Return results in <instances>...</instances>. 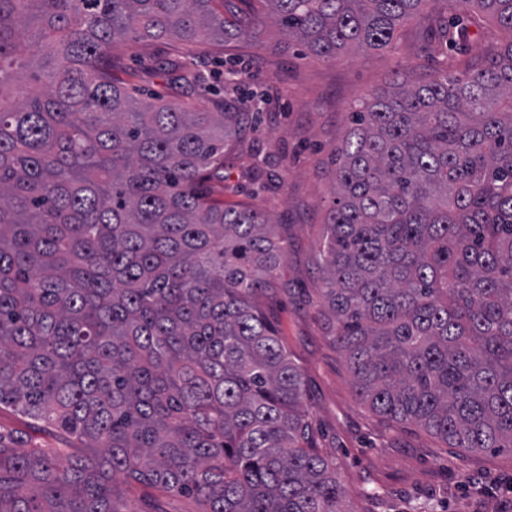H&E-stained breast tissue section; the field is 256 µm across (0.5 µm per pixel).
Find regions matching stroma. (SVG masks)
<instances>
[{"instance_id":"stroma-1","label":"stroma","mask_w":512,"mask_h":512,"mask_svg":"<svg viewBox=\"0 0 512 512\" xmlns=\"http://www.w3.org/2000/svg\"><path fill=\"white\" fill-rule=\"evenodd\" d=\"M276 27L262 42L205 40L185 48L203 75L241 58L242 82L206 99L181 95L156 61L158 46L124 42L118 83L175 99L196 112L238 103L253 94L240 138L224 148L225 203L265 212L288 242L277 286L260 299L262 310L304 376V402L314 440L330 459L352 512H512V498L477 494L473 480L512 479V454L473 453L448 445L412 424H391L355 393L345 359L333 343L323 307L321 239L336 149L351 127V113L394 73L409 79L446 71L451 57L428 22H404L393 48L318 58L297 44L282 46ZM0 432L20 433L30 448H62L64 436L0 410ZM193 512L187 498L155 489L131 490L127 512Z\"/></svg>"}]
</instances>
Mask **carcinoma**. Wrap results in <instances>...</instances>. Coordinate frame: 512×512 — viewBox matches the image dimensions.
I'll return each instance as SVG.
<instances>
[{"label":"carcinoma","mask_w":512,"mask_h":512,"mask_svg":"<svg viewBox=\"0 0 512 512\" xmlns=\"http://www.w3.org/2000/svg\"><path fill=\"white\" fill-rule=\"evenodd\" d=\"M433 6L462 73L395 77L336 149L324 306L357 396L452 448L512 452V0H0V512H121L122 487L196 512H349L313 445L303 374L258 297L287 248L224 205L243 113L113 80L127 40L223 43L270 24L334 59ZM506 37L480 48V16ZM174 88L211 83L170 53ZM0 432L23 433L25 448H65L67 440L53 428L32 426L28 420L9 408L0 410Z\"/></svg>","instance_id":"obj_1"}]
</instances>
